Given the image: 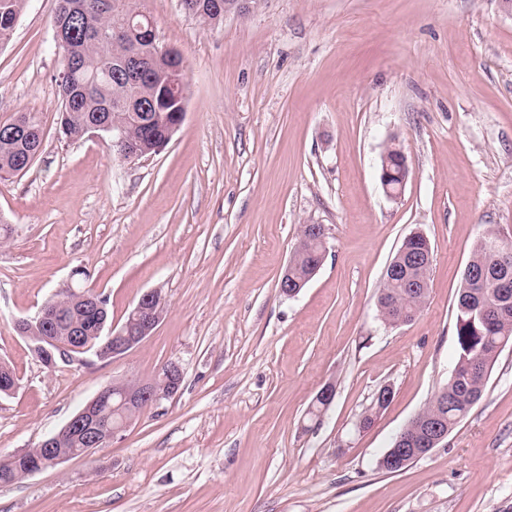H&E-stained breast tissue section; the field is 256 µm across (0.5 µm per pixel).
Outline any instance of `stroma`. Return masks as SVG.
Instances as JSON below:
<instances>
[{"instance_id":"1","label":"stroma","mask_w":512,"mask_h":512,"mask_svg":"<svg viewBox=\"0 0 512 512\" xmlns=\"http://www.w3.org/2000/svg\"><path fill=\"white\" fill-rule=\"evenodd\" d=\"M189 78L184 120L159 154L117 159L109 139L60 133L58 0H26L0 48V123L38 116L42 148L0 179V457L57 431L107 383L170 361L176 396L121 438L21 483L0 512H512V345L445 443L389 474L378 460L447 383L456 298L482 233L512 240V14L500 0H262L211 27L178 0H139ZM410 174L380 181L389 139ZM325 261L293 297L278 283L302 224ZM433 251L410 324L376 296L403 240ZM120 327L167 296L123 356L43 366L14 327L74 270ZM320 421L305 413L324 385ZM394 395L354 425L381 386Z\"/></svg>"}]
</instances>
